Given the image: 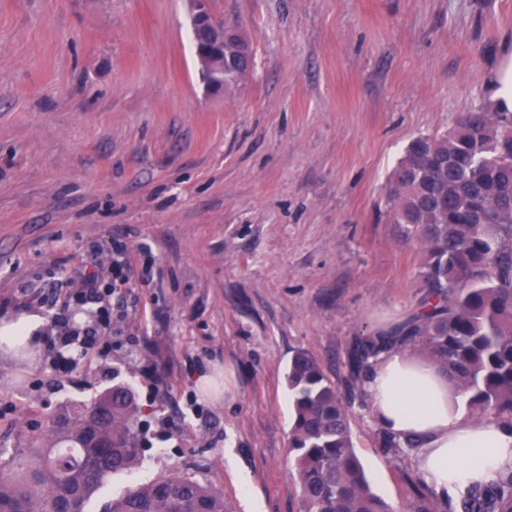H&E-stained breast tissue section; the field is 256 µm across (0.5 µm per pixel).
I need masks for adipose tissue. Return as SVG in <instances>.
I'll return each mask as SVG.
<instances>
[{
    "label": "adipose tissue",
    "mask_w": 512,
    "mask_h": 512,
    "mask_svg": "<svg viewBox=\"0 0 512 512\" xmlns=\"http://www.w3.org/2000/svg\"><path fill=\"white\" fill-rule=\"evenodd\" d=\"M367 392L379 426L416 440L419 473L439 496L461 498L512 466V424L467 415L444 374L426 360L396 350L383 354Z\"/></svg>",
    "instance_id": "obj_1"
}]
</instances>
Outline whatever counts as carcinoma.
<instances>
[{
	"label": "carcinoma",
	"instance_id": "carcinoma-1",
	"mask_svg": "<svg viewBox=\"0 0 512 512\" xmlns=\"http://www.w3.org/2000/svg\"><path fill=\"white\" fill-rule=\"evenodd\" d=\"M242 34L224 41V85L248 73ZM390 221L419 241L425 291L387 333L360 338L352 353L369 372L390 350L431 360L464 395L475 415L512 422V113L489 107L461 115L442 134L408 144L393 171ZM293 404L289 453L299 512H389L365 477L347 410L336 385L307 350L288 364ZM112 402L102 434L110 453L84 446L87 417ZM140 409L117 381L91 406L74 405L33 439L31 448L0 449V510L52 512L73 492L79 512L105 481L141 462L135 432ZM459 512H512V470L474 487ZM102 512H232L224 494L190 476L165 475L112 498Z\"/></svg>",
	"mask_w": 512,
	"mask_h": 512
}]
</instances>
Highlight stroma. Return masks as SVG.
Masks as SVG:
<instances>
[{
    "mask_svg": "<svg viewBox=\"0 0 512 512\" xmlns=\"http://www.w3.org/2000/svg\"><path fill=\"white\" fill-rule=\"evenodd\" d=\"M210 6L255 52L221 95L187 0H0V319L42 320L33 354L0 349V445L28 447L119 380L141 407L142 464L88 512L167 474L233 512H298L286 369L304 349L348 405L373 491L410 512L416 455L382 448L350 352L422 292L389 177L413 138L487 103L512 0ZM86 275L99 297L82 296ZM105 311L111 349L59 370Z\"/></svg>",
    "mask_w": 512,
    "mask_h": 512,
    "instance_id": "stroma-1",
    "label": "stroma"
}]
</instances>
